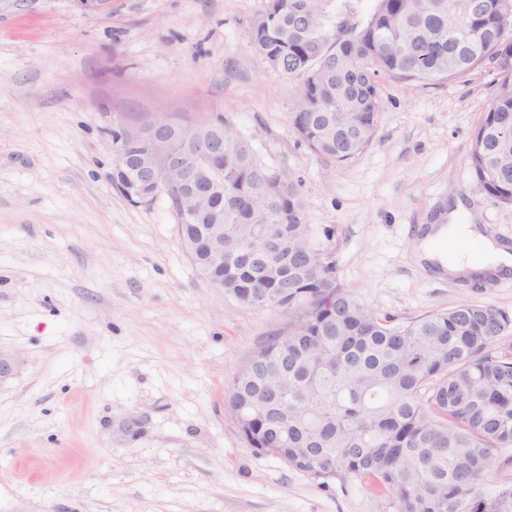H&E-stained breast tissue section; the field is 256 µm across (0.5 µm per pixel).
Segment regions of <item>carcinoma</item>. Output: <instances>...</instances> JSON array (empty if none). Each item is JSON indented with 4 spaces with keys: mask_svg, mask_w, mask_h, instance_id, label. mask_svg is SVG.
<instances>
[{
    "mask_svg": "<svg viewBox=\"0 0 512 512\" xmlns=\"http://www.w3.org/2000/svg\"><path fill=\"white\" fill-rule=\"evenodd\" d=\"M334 0H266L252 20L251 47L278 75L301 76L289 121L316 155L346 164L374 141L381 81L440 84L497 63L500 89L475 127L468 152L472 175L497 204L512 205V156L483 142L512 139V47L497 33L512 19V0H477L482 12L457 27L448 16L461 0H375L364 22L330 9ZM224 166L214 176L213 203L224 236L211 253L194 242L206 225L183 213L185 182L150 190L166 197L199 275L224 270V294L244 306L257 296L289 316L288 330L247 358L224 395L247 446L280 457L315 478L367 477L388 491L396 512H512V483L489 482L495 448L512 447V350L496 347L512 317L464 302L406 324L361 304L311 241L299 187L288 171L265 168L229 128ZM112 130V187L142 203L125 164L146 154L142 143ZM294 253V270L272 259L249 265L265 236Z\"/></svg>",
    "mask_w": 512,
    "mask_h": 512,
    "instance_id": "1",
    "label": "carcinoma"
}]
</instances>
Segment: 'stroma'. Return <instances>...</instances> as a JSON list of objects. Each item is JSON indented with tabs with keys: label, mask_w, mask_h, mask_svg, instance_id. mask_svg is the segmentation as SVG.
Returning <instances> with one entry per match:
<instances>
[{
	"label": "stroma",
	"mask_w": 512,
	"mask_h": 512,
	"mask_svg": "<svg viewBox=\"0 0 512 512\" xmlns=\"http://www.w3.org/2000/svg\"><path fill=\"white\" fill-rule=\"evenodd\" d=\"M265 0H0V512H396L365 478L327 481L255 453L224 394L288 316L202 279L166 198L108 178L112 130L165 112L223 119L270 169L300 177L312 242L394 323L464 302L512 315L495 284L419 264L422 226L463 203L512 246V205L475 182L471 134L498 89L482 68L439 85L383 81L372 145L339 165L288 119L301 77L250 44Z\"/></svg>",
	"instance_id": "obj_1"
}]
</instances>
